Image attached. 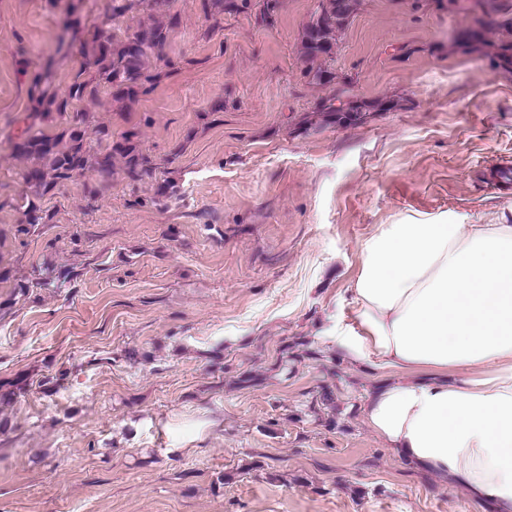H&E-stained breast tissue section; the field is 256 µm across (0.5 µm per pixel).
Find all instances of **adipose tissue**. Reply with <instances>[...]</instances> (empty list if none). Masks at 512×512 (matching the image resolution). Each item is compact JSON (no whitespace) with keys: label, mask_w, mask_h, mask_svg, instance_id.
Instances as JSON below:
<instances>
[{"label":"adipose tissue","mask_w":512,"mask_h":512,"mask_svg":"<svg viewBox=\"0 0 512 512\" xmlns=\"http://www.w3.org/2000/svg\"><path fill=\"white\" fill-rule=\"evenodd\" d=\"M360 252L336 344L396 377L365 423L478 510L512 512V224H384Z\"/></svg>","instance_id":"1"}]
</instances>
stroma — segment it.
<instances>
[{"mask_svg":"<svg viewBox=\"0 0 512 512\" xmlns=\"http://www.w3.org/2000/svg\"><path fill=\"white\" fill-rule=\"evenodd\" d=\"M176 17L136 103L78 107L132 135L122 158L45 195L20 232L34 75L64 93L108 0H0V512H471L466 491L399 461L366 427L381 371L336 346L354 327L360 245L384 224L512 218V0H359L336 35V88L305 75L319 0ZM487 47L459 42L483 12ZM370 103L325 123L334 90ZM168 184L170 195L156 189ZM51 269V285L37 283Z\"/></svg>","mask_w":512,"mask_h":512,"instance_id":"35a3bbf8","label":"stroma"}]
</instances>
